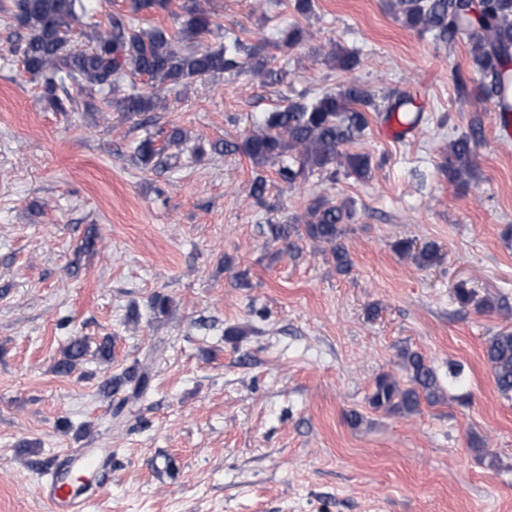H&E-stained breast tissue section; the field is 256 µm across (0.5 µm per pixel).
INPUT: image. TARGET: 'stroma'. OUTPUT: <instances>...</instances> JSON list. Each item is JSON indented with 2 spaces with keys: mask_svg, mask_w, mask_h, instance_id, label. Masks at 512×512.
I'll return each instance as SVG.
<instances>
[{
  "mask_svg": "<svg viewBox=\"0 0 512 512\" xmlns=\"http://www.w3.org/2000/svg\"><path fill=\"white\" fill-rule=\"evenodd\" d=\"M88 2L97 21L173 32L191 0L152 16L129 0ZM394 2L312 0L304 17L293 0H210L222 30L206 43L267 42L280 79L245 69L168 90L150 128L179 126L207 151L165 170L134 158L150 128L99 113V98L51 109L12 51L16 22L0 16V512H46L45 467L67 469L83 448L112 451L88 512H512V400L483 357L490 336L512 330V138L477 91L469 47L405 26ZM295 24L305 40L281 46ZM333 43L358 54L353 73L325 63ZM351 78L383 105L408 94L422 113L395 135L386 113H370L347 146L369 155V180L314 174L291 187L235 148L211 151ZM475 126V171L449 181L442 155ZM321 197L351 209L348 272L309 239L289 249L269 233L304 223ZM88 236L93 249L78 253ZM400 240L436 243L439 262L416 267ZM462 282L492 310L461 307ZM158 294L170 300L162 313ZM106 335L111 362L91 352L55 373L71 338ZM152 345V392L109 427L117 399L101 383ZM404 347L443 380L462 364L463 400L372 409L376 377L398 374ZM63 417L80 433L60 432Z\"/></svg>",
  "mask_w": 512,
  "mask_h": 512,
  "instance_id": "stroma-1",
  "label": "stroma"
}]
</instances>
